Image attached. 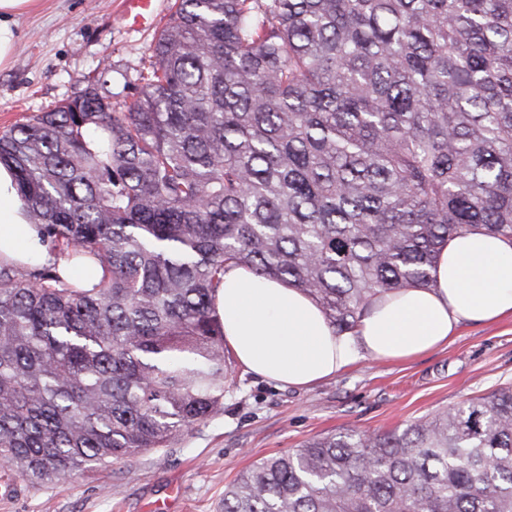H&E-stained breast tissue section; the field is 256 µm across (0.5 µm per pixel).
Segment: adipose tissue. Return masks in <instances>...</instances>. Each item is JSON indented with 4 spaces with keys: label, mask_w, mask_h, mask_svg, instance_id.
I'll return each instance as SVG.
<instances>
[{
    "label": "adipose tissue",
    "mask_w": 512,
    "mask_h": 512,
    "mask_svg": "<svg viewBox=\"0 0 512 512\" xmlns=\"http://www.w3.org/2000/svg\"><path fill=\"white\" fill-rule=\"evenodd\" d=\"M0 257L21 265L48 261L14 175L0 164ZM426 288L376 297L356 328L337 334L301 289L232 266L216 303L224 343L255 375L308 387L366 358L403 362L445 345L459 326L512 316V239L465 231L440 251Z\"/></svg>",
    "instance_id": "adipose-tissue-1"
}]
</instances>
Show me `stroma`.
I'll list each match as a JSON object with an SVG mask.
<instances>
[{"label": "stroma", "mask_w": 512, "mask_h": 512, "mask_svg": "<svg viewBox=\"0 0 512 512\" xmlns=\"http://www.w3.org/2000/svg\"><path fill=\"white\" fill-rule=\"evenodd\" d=\"M159 0L154 24L130 30L120 0H38L12 25L17 50L0 69V132L95 82L132 103L171 22ZM224 410L169 448L77 473L33 491L0 485V512H219L224 489L253 462L303 441L357 429L390 431L512 384V319L461 326L446 348L393 364L365 359L309 388L269 383L233 364Z\"/></svg>", "instance_id": "35a3bbf8"}]
</instances>
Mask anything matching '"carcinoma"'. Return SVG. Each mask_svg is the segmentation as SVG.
<instances>
[{
	"label": "carcinoma",
	"instance_id": "1",
	"mask_svg": "<svg viewBox=\"0 0 512 512\" xmlns=\"http://www.w3.org/2000/svg\"><path fill=\"white\" fill-rule=\"evenodd\" d=\"M127 107L95 83L0 133L57 263L0 261V460L32 489L165 448L233 386L231 264L342 334L512 237V0H175ZM223 512H512V385L254 462Z\"/></svg>",
	"mask_w": 512,
	"mask_h": 512
}]
</instances>
